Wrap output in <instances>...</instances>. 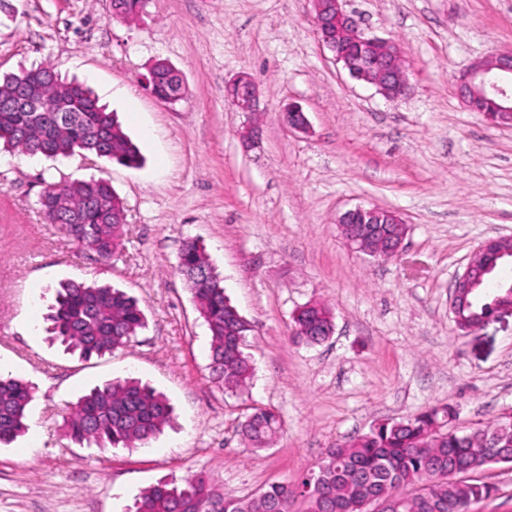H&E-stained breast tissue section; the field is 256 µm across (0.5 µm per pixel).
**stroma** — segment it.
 Listing matches in <instances>:
<instances>
[{"label": "stroma", "mask_w": 512, "mask_h": 512, "mask_svg": "<svg viewBox=\"0 0 512 512\" xmlns=\"http://www.w3.org/2000/svg\"><path fill=\"white\" fill-rule=\"evenodd\" d=\"M0 12V74L46 62L86 83L144 157L0 153V373L31 382L28 431L0 447V512H128L159 481L204 473L227 497L295 481L327 448L373 426L452 404L461 427L512 415V311L457 330L451 286L479 244L512 237V128L490 126L457 94L473 61L512 48V0H347L369 34L399 43L413 84L389 100L352 80L315 33L310 0H149L132 21L111 0H9ZM165 60L186 93L166 105L146 90ZM248 73L256 111L224 86ZM299 103L308 133L282 120ZM261 127L254 146L239 138ZM108 179L125 210L120 256H76L42 223L45 182ZM409 226L399 256L348 249L338 216L358 205ZM203 243L231 303L254 327V375L230 391L210 368V332L178 270L185 240ZM95 278L137 298L147 326L126 347L84 361L50 340L45 315L60 282ZM334 309L324 343L292 342L291 316L312 300ZM135 377L175 408L139 448L80 446L63 418L96 385ZM282 431L256 450L239 434L253 408ZM472 512H512V465Z\"/></svg>", "instance_id": "stroma-1"}]
</instances>
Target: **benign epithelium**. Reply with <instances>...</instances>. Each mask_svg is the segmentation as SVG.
I'll return each instance as SVG.
<instances>
[{"instance_id":"obj_1","label":"benign epithelium","mask_w":512,"mask_h":512,"mask_svg":"<svg viewBox=\"0 0 512 512\" xmlns=\"http://www.w3.org/2000/svg\"><path fill=\"white\" fill-rule=\"evenodd\" d=\"M346 0H312L313 22L319 42L334 56L348 75L360 82L373 85L387 98L405 97L412 92L408 69L402 66L400 46L390 40L369 35L357 15L345 9ZM334 15L336 38L325 33V19ZM458 96L472 111L482 113L494 127H512V50L495 53L474 61L456 77ZM230 102L241 112L256 111L258 89L251 77L238 75L225 87ZM7 108L24 112H42L43 106L30 87H19L17 96L3 102ZM288 128L306 133L309 122L301 105L296 102L284 109ZM347 246L356 253L373 250L372 243L390 254L400 251L405 235L404 221L395 212L384 213L377 205H357L343 212L338 219ZM474 262H469L462 274L456 276L452 287L471 295L477 281L489 267L473 274Z\"/></svg>"}]
</instances>
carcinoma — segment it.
<instances>
[{
	"label": "carcinoma",
	"mask_w": 512,
	"mask_h": 512,
	"mask_svg": "<svg viewBox=\"0 0 512 512\" xmlns=\"http://www.w3.org/2000/svg\"><path fill=\"white\" fill-rule=\"evenodd\" d=\"M146 0H112V16L133 20ZM49 71L47 65L21 67L0 76V101L10 95L26 71ZM71 94L75 111L50 112L55 100ZM44 112L0 109V149L47 158L106 157L138 168L139 148L122 131L116 115L99 104L84 84L59 74L41 84ZM46 224H59L70 241L98 263L112 260L122 245L123 225L115 212L124 211L109 180H59L45 184L38 200ZM178 269L191 284L195 306L211 333V369L230 389L244 391L253 367L240 344L252 326L224 295L204 246L183 243ZM481 282L466 306L452 309L458 330L482 316L501 294L487 292ZM48 333L85 360L127 345L146 327L138 301L126 292L86 280H70L57 292L47 315ZM292 338L308 345L327 339L334 314L323 301H310L292 316ZM34 388L21 379L0 375V446L28 430L27 409ZM173 415L170 402L135 380L110 381L81 396L65 418L67 436L76 444L99 448L144 445L155 438ZM457 410L448 404L405 419L386 421L350 441L328 449L317 470L298 482L276 483L249 498L217 493L203 475L178 485L160 482L144 490L131 512H369L371 502H388L391 512H471V506L492 495L494 487L463 476L501 463L512 448V418L476 423L459 430ZM281 432L279 416L257 408L241 423V434L255 449L270 446Z\"/></svg>",
	"instance_id": "1"
}]
</instances>
